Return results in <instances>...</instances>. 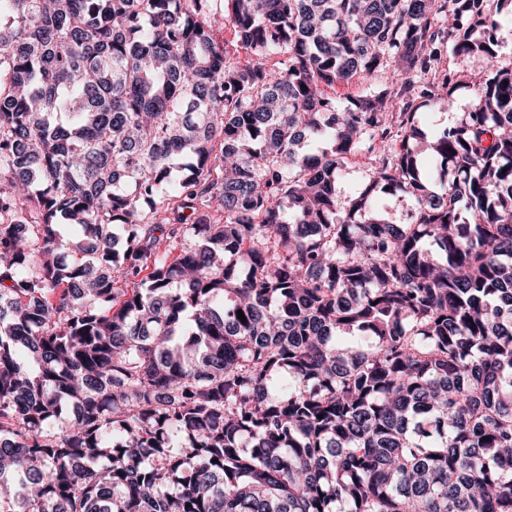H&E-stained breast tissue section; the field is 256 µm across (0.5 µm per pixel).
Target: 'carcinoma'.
Wrapping results in <instances>:
<instances>
[{
  "instance_id": "obj_1",
  "label": "carcinoma",
  "mask_w": 512,
  "mask_h": 512,
  "mask_svg": "<svg viewBox=\"0 0 512 512\" xmlns=\"http://www.w3.org/2000/svg\"><path fill=\"white\" fill-rule=\"evenodd\" d=\"M506 6L0 0V512H512ZM502 44L494 63L496 67L508 68L512 66V17L506 13L501 14ZM488 62L481 58H460L448 54V58L443 67L450 69L455 73V79L459 83L458 89L454 93L456 107L453 111L442 109L437 104H431L427 107H421L417 112L420 125L425 128L430 138L436 130L448 127V125L458 122L467 112L470 103V91L466 87L471 73L475 70L485 68ZM376 154L364 153L352 160L351 165L342 173L339 187L345 196L362 190L366 183V171L376 165Z\"/></svg>"
}]
</instances>
